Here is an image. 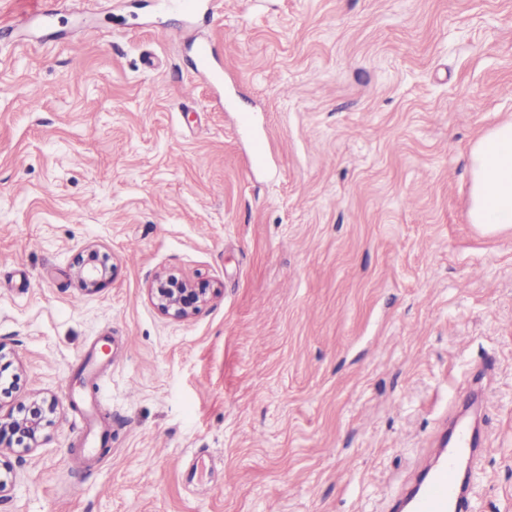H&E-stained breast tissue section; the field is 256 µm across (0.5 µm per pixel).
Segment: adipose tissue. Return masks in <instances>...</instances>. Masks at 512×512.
<instances>
[{
	"label": "adipose tissue",
	"mask_w": 512,
	"mask_h": 512,
	"mask_svg": "<svg viewBox=\"0 0 512 512\" xmlns=\"http://www.w3.org/2000/svg\"><path fill=\"white\" fill-rule=\"evenodd\" d=\"M469 219L483 232L512 227V121L500 124L470 150Z\"/></svg>",
	"instance_id": "adipose-tissue-1"
}]
</instances>
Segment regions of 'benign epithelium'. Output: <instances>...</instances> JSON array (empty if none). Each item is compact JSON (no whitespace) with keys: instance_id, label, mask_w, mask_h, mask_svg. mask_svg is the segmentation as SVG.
Here are the masks:
<instances>
[{"instance_id":"7a95c632","label":"benign epithelium","mask_w":512,"mask_h":512,"mask_svg":"<svg viewBox=\"0 0 512 512\" xmlns=\"http://www.w3.org/2000/svg\"><path fill=\"white\" fill-rule=\"evenodd\" d=\"M106 273L104 265L98 263L97 252L90 251L87 258L80 259L74 267V276L88 292L98 289ZM149 297L166 317L187 319L201 305L209 301L211 289L199 288L190 280L159 278L148 288ZM58 402L53 396L33 395L20 403L17 410L0 414V453H27L40 447L46 440L45 430L53 422Z\"/></svg>"}]
</instances>
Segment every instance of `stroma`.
I'll use <instances>...</instances> for the list:
<instances>
[{
    "instance_id": "obj_1",
    "label": "stroma",
    "mask_w": 512,
    "mask_h": 512,
    "mask_svg": "<svg viewBox=\"0 0 512 512\" xmlns=\"http://www.w3.org/2000/svg\"><path fill=\"white\" fill-rule=\"evenodd\" d=\"M50 2L0 0V406L59 403L0 512H397L481 372L471 512H512V229L468 216L512 0ZM160 274L216 294L164 317ZM106 273L104 264L98 263L96 251H90L87 258L80 259L74 267V276L79 280L82 287L88 292H95L98 289L101 279Z\"/></svg>"
}]
</instances>
